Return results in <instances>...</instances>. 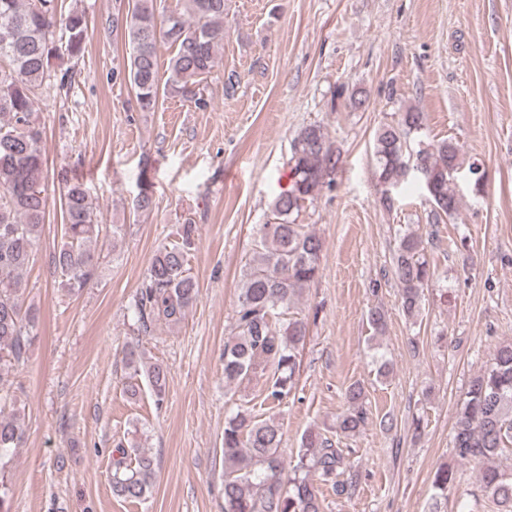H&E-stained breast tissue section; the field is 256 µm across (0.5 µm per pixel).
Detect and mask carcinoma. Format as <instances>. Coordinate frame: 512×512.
<instances>
[{
	"label": "carcinoma",
	"mask_w": 512,
	"mask_h": 512,
	"mask_svg": "<svg viewBox=\"0 0 512 512\" xmlns=\"http://www.w3.org/2000/svg\"><path fill=\"white\" fill-rule=\"evenodd\" d=\"M224 0H184L183 8L160 13L156 0H135L126 21L131 45L128 79L138 108L153 110L159 98V48L169 45L167 86L202 104L200 85L219 66L224 41ZM65 34L61 39L57 32ZM0 512H10L4 481V462L25 432L15 415H3L15 403L18 387L12 371L27 360L34 314L25 306L21 272L46 220L43 131L34 108L45 84L55 76L64 57L83 53L89 38L83 15L62 14L58 0H0ZM423 114L413 108L395 124L376 132L373 154L379 177L397 185L409 171L458 169L460 148L443 140L423 144ZM293 182L271 203L272 221L260 225L254 258L243 271L231 336L224 341V387L239 390L263 381V401L281 405L295 388L299 349L308 337V322L289 316L303 290L320 271L322 240L307 225L296 223L305 204L314 201L323 181L321 171L334 172L341 162L321 125L304 126L293 140ZM433 223L451 219L458 210L452 186L429 196ZM62 243L53 264L65 286L79 291L94 279L96 246L103 232L84 185L65 184ZM195 225L184 224L178 240L160 246L133 297L138 334L154 325L181 323L198 298L199 288L188 267ZM429 241L406 230L399 235L390 272L399 288L400 306L407 318L420 314L424 289L434 276L426 258ZM368 323L373 334L386 327L381 308H372ZM134 371H144L156 404L164 401L169 372L160 363L144 362L134 346L124 350ZM347 411L337 422L342 436L357 434L367 419L364 390L359 384L345 392ZM281 425L259 419L250 408L234 403L224 422V512H323L322 487L338 497H350L360 474L337 442L316 429L301 438L293 465L281 455ZM512 445V342H503L491 362L475 374L460 398L452 437L454 456L479 466L482 491L498 512H512V472L499 464ZM112 493L140 500L150 492L155 463L146 448L130 439L112 449ZM462 475L451 465L433 477L429 512H444L448 490Z\"/></svg>",
	"instance_id": "1"
}]
</instances>
